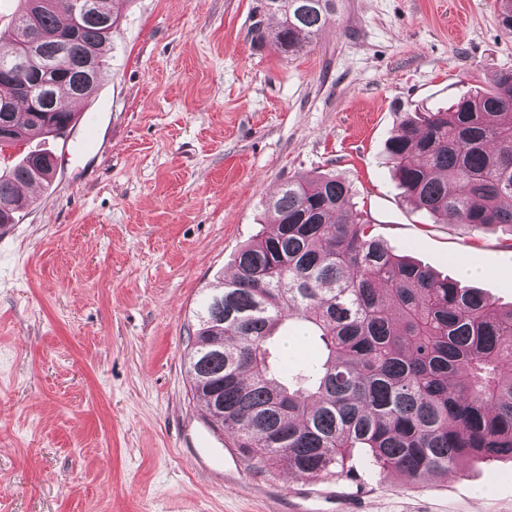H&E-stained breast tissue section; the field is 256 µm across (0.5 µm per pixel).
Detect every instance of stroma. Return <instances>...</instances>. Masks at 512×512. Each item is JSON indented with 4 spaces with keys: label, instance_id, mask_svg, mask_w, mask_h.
Segmentation results:
<instances>
[{
    "label": "stroma",
    "instance_id": "35a3bbf8",
    "mask_svg": "<svg viewBox=\"0 0 512 512\" xmlns=\"http://www.w3.org/2000/svg\"><path fill=\"white\" fill-rule=\"evenodd\" d=\"M110 65L47 140L53 181L0 231V512H512V460L452 477L308 480L248 468L190 389L208 288L286 181L331 172L374 234L512 303V230L434 222L385 142L512 70L500 0H342L293 56L259 42L260 0H120Z\"/></svg>",
    "mask_w": 512,
    "mask_h": 512
}]
</instances>
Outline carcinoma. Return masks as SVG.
<instances>
[{
    "label": "carcinoma",
    "mask_w": 512,
    "mask_h": 512,
    "mask_svg": "<svg viewBox=\"0 0 512 512\" xmlns=\"http://www.w3.org/2000/svg\"><path fill=\"white\" fill-rule=\"evenodd\" d=\"M24 0L0 58L32 36ZM77 0L37 13V32L55 34L30 62L57 98L86 99L113 49L118 0L76 20ZM338 0H264L281 15L275 50L294 55L336 20ZM112 20L107 30L101 17ZM98 53L86 74L85 51ZM445 110L406 113L385 144L402 194L433 216L473 228H512V72ZM74 112L37 122L23 100L0 111V126L33 137L65 138ZM47 149L28 151L0 171V227L30 205L21 184ZM272 231L235 258V272L197 312L186 353L194 394L234 437L247 467L306 479L338 478L364 448L386 476L410 481L458 473L471 461L512 459V305L440 278L369 232L349 185L333 174L291 179L268 199ZM318 339L321 353L292 365L271 347L276 334Z\"/></svg>",
    "instance_id": "obj_1"
}]
</instances>
